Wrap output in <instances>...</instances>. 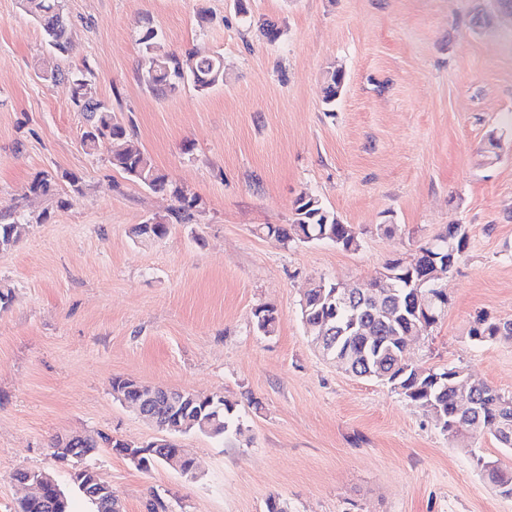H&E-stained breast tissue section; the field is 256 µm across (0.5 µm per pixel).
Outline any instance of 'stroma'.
<instances>
[{
	"instance_id": "35a3bbf8",
	"label": "stroma",
	"mask_w": 512,
	"mask_h": 512,
	"mask_svg": "<svg viewBox=\"0 0 512 512\" xmlns=\"http://www.w3.org/2000/svg\"><path fill=\"white\" fill-rule=\"evenodd\" d=\"M65 54L48 57L21 0H0V224L27 233L0 251V512H14L20 469L48 470L54 436L100 432L142 446L162 433L117 401L112 380L218 394L243 426L224 441L181 435L194 477L145 472L106 447L93 464L123 512H512L469 454L512 469L493 434L472 447L389 385L322 356L301 322L306 288L377 280L386 264L464 225L467 247L442 282L444 317L407 361L456 366L512 396V340L478 342L477 315L512 321V6L502 0H61ZM274 24L275 39L262 32ZM161 51L224 59V82L159 97L147 84L145 27ZM83 70L90 94L137 132L169 182L197 199L161 239L132 228L176 200L87 153L68 82L39 65ZM345 86L324 102L325 76ZM66 209L26 197L39 173ZM320 199L359 246L280 243L300 193ZM274 307L273 333L254 312ZM81 179L82 178L76 173L68 171H64L60 175L43 173L36 176L31 181L28 186V193L34 196L49 198L56 204L57 208H64L66 200L58 197L57 182L59 180L65 181L73 192L79 193L83 188Z\"/></svg>"
}]
</instances>
